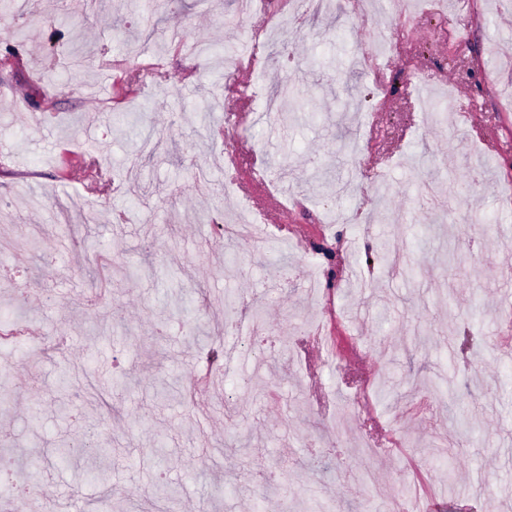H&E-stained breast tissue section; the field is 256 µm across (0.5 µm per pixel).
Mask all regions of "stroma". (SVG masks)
<instances>
[{
  "mask_svg": "<svg viewBox=\"0 0 512 512\" xmlns=\"http://www.w3.org/2000/svg\"><path fill=\"white\" fill-rule=\"evenodd\" d=\"M235 9L0 17V55L26 35L0 67V322L20 306L41 333L0 343V449L26 461L0 481L36 488L23 512H512V0H422L420 40L356 0L294 9L253 66L183 46L245 49L270 18L226 26ZM380 40V76L351 68ZM130 48L169 81L117 89ZM286 87L298 109L266 117ZM231 156L294 201L261 255L211 239L246 201L276 219L231 186ZM386 246L403 270L364 273ZM228 293L262 310L266 344L225 332ZM229 341L222 376L193 383ZM85 436L107 482L58 456Z\"/></svg>",
  "mask_w": 512,
  "mask_h": 512,
  "instance_id": "stroma-1",
  "label": "stroma"
}]
</instances>
